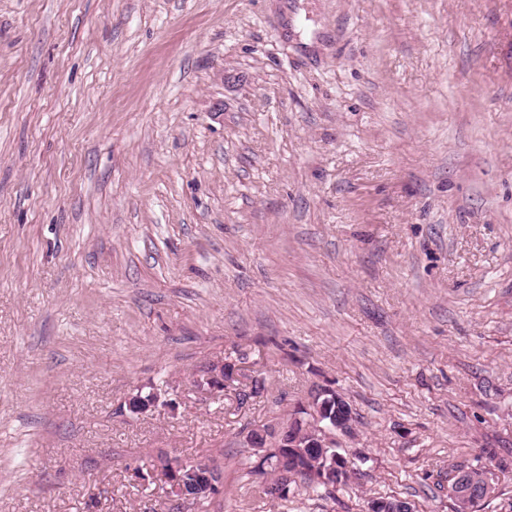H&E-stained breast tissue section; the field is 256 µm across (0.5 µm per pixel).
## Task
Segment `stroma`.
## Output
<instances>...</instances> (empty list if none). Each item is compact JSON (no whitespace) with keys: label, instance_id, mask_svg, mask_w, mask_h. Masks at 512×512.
Returning <instances> with one entry per match:
<instances>
[{"label":"stroma","instance_id":"stroma-1","mask_svg":"<svg viewBox=\"0 0 512 512\" xmlns=\"http://www.w3.org/2000/svg\"><path fill=\"white\" fill-rule=\"evenodd\" d=\"M326 384L355 476L266 496ZM161 455L181 512H512V0H0V512H166ZM244 362L225 359L212 363L203 368L201 375L195 380V387L199 391L210 394L224 392V385L233 386V381H241L246 378ZM273 429L274 426L272 427L271 425L263 428H255L252 430L258 431L260 434L263 435L265 430L271 432ZM260 434L254 433L255 442L259 443L260 445L265 444L266 448H261L263 450V453L258 455L257 470L259 474L263 475V472L266 471L267 466L273 463L272 458H270V456L274 454L278 457V480L275 483H269L265 481L263 484L264 489L268 491H273L274 495L278 497L280 495H283L286 491H288V489H290V486L293 483H296L298 476H300V474L296 472L297 470L302 469L304 471H308V469L305 467L301 468V464L299 461V453H302L306 459L308 458V455L304 450L297 449L300 448L299 443L301 442V440H303L301 437V433H297L292 441H289L288 438V443L285 444L286 447H284L288 448V450L286 451H283V448H278L279 440L275 438L272 434H267L266 436L263 437ZM285 456H288V460L295 459L296 470H293L288 473L289 462L288 471L284 469L282 463L284 461ZM287 498L288 496H280L277 499L287 500ZM195 464L211 471L216 480L211 479L207 485L199 489L194 495L184 494L176 484V481L165 477L161 472V469H159L157 477L163 483L169 497L168 500L171 502V507L168 511H180V506L189 501L200 505L220 493L222 486L221 473H219L209 461H197ZM167 482H170L171 486L167 485Z\"/></svg>","mask_w":512,"mask_h":512}]
</instances>
